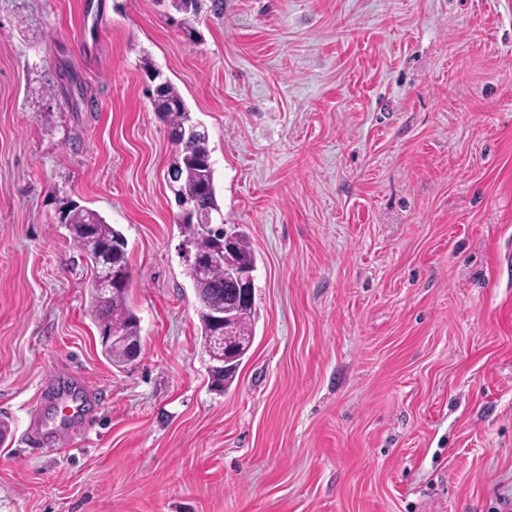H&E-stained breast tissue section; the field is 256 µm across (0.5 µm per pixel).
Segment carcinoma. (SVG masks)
Listing matches in <instances>:
<instances>
[{
	"label": "carcinoma",
	"instance_id": "1",
	"mask_svg": "<svg viewBox=\"0 0 512 512\" xmlns=\"http://www.w3.org/2000/svg\"><path fill=\"white\" fill-rule=\"evenodd\" d=\"M153 104L168 134L175 137L173 144L178 154L170 169V180L177 186L176 195L182 208L181 226L187 234L188 243L194 251L205 254L220 247L225 238H230L224 263H212L202 273L191 264L187 271L199 304L201 340L208 357V367L224 365V374L212 376V385L224 391L233 384L236 372L249 356L255 339L253 306L240 308L230 303L233 274L253 272L256 256L248 236L241 230L228 232L222 224L201 230L200 224L219 211L209 137L186 133L191 121L190 112L180 93L169 82H161L155 87ZM62 219L71 233L73 244L90 267V315L102 334V353L113 365L121 367L129 360L130 348H142L140 317L127 303L130 283L107 289L97 286L96 282L113 270L131 276L127 250L124 249L126 238L96 211L78 204L70 205ZM220 310L229 319V330L222 347L213 343L210 323Z\"/></svg>",
	"mask_w": 512,
	"mask_h": 512
}]
</instances>
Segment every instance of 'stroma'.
<instances>
[{"mask_svg":"<svg viewBox=\"0 0 512 512\" xmlns=\"http://www.w3.org/2000/svg\"><path fill=\"white\" fill-rule=\"evenodd\" d=\"M84 2L0 0V512H512V0ZM150 68L256 255L222 393ZM72 203L127 239L133 364Z\"/></svg>","mask_w":512,"mask_h":512,"instance_id":"1","label":"stroma"}]
</instances>
